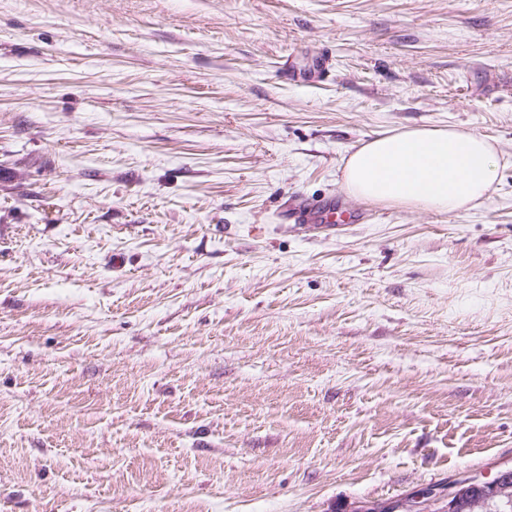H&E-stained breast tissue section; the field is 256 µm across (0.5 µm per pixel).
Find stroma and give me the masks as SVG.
<instances>
[{"instance_id":"stroma-1","label":"stroma","mask_w":512,"mask_h":512,"mask_svg":"<svg viewBox=\"0 0 512 512\" xmlns=\"http://www.w3.org/2000/svg\"><path fill=\"white\" fill-rule=\"evenodd\" d=\"M435 126L496 144L479 206L345 192ZM332 197L363 220L285 217ZM505 467L512 0H0V512H349Z\"/></svg>"}]
</instances>
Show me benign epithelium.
Returning a JSON list of instances; mask_svg holds the SVG:
<instances>
[{
    "instance_id": "benign-epithelium-1",
    "label": "benign epithelium",
    "mask_w": 512,
    "mask_h": 512,
    "mask_svg": "<svg viewBox=\"0 0 512 512\" xmlns=\"http://www.w3.org/2000/svg\"><path fill=\"white\" fill-rule=\"evenodd\" d=\"M433 496L444 498L445 512H499L512 506V468L499 471L490 480L461 477L444 491L429 489L417 497L376 503L355 512H425L423 501Z\"/></svg>"
}]
</instances>
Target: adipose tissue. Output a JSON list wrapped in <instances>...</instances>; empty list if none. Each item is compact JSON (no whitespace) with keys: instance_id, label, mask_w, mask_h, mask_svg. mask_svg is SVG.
<instances>
[{"instance_id":"adipose-tissue-1","label":"adipose tissue","mask_w":512,"mask_h":512,"mask_svg":"<svg viewBox=\"0 0 512 512\" xmlns=\"http://www.w3.org/2000/svg\"><path fill=\"white\" fill-rule=\"evenodd\" d=\"M500 157L477 133L422 127L374 138L347 162L343 187L375 204L456 213L479 205L496 183Z\"/></svg>"}]
</instances>
